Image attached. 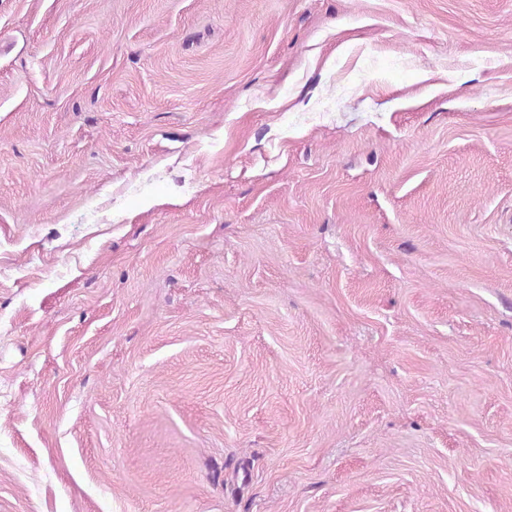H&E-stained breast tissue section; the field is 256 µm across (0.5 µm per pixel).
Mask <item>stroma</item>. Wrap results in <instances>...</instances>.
<instances>
[{
  "label": "stroma",
  "mask_w": 512,
  "mask_h": 512,
  "mask_svg": "<svg viewBox=\"0 0 512 512\" xmlns=\"http://www.w3.org/2000/svg\"><path fill=\"white\" fill-rule=\"evenodd\" d=\"M0 512H512V0H0Z\"/></svg>",
  "instance_id": "1"
}]
</instances>
